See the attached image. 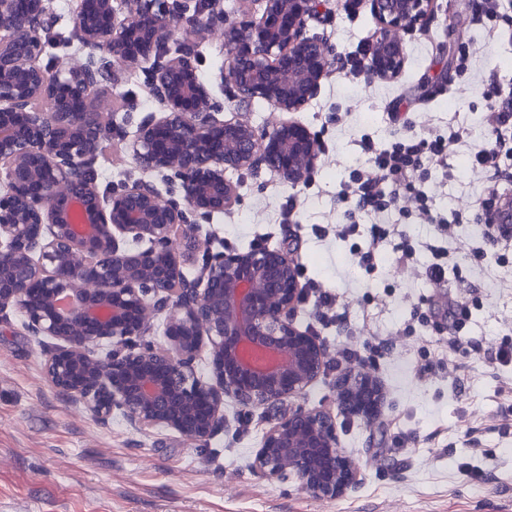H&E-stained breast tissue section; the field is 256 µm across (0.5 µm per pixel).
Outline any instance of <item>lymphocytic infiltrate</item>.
Returning <instances> with one entry per match:
<instances>
[{"label":"lymphocytic infiltrate","instance_id":"f902f5d3","mask_svg":"<svg viewBox=\"0 0 512 512\" xmlns=\"http://www.w3.org/2000/svg\"><path fill=\"white\" fill-rule=\"evenodd\" d=\"M489 101L488 142L474 154L472 167L493 182L502 174L501 159L512 157V92L504 96L500 91H493ZM464 136V129L459 128L445 134L411 135L381 145L370 135H363L358 147L368 155L369 164L352 170L348 179L341 183L338 195L354 216L379 217L388 214L404 199H412L422 223L433 225L438 237L454 235L463 221L462 214L446 215L438 211L432 197L417 187L416 176L426 165L446 163L449 150ZM332 232L336 239L351 241L352 254L366 273H374L375 257L389 243L393 244L399 263L409 266L414 262L416 248L399 225L378 224L365 234L360 225L353 222L334 225Z\"/></svg>","mask_w":512,"mask_h":512}]
</instances>
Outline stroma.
Instances as JSON below:
<instances>
[{"label": "stroma", "mask_w": 512, "mask_h": 512, "mask_svg": "<svg viewBox=\"0 0 512 512\" xmlns=\"http://www.w3.org/2000/svg\"><path fill=\"white\" fill-rule=\"evenodd\" d=\"M490 28L498 38H488ZM308 29L328 39L338 62L317 96L292 115L323 147L312 180L292 185L264 165L232 173L239 203L192 222L200 237L216 236L228 249L283 250L304 278L321 281L349 310V329L324 325L309 298L296 322L319 336L329 359L302 402L335 411L338 446L360 466L355 482L340 497L320 500L297 477L270 482L255 475L251 465L269 417L261 407L225 401L223 429L203 443L117 411L96 419L46 382L45 339L14 313L0 321V512H512V362L497 358L499 350H512V244L502 243L484 260L471 255L491 185L467 165L486 145L487 90L512 88V75L499 68L512 52V0H499L497 14L480 22L474 0H436L425 29L407 36L405 67L394 80L355 76L345 65L376 30L367 8L352 14L345 0H327ZM194 54L221 119L258 128L278 120L265 102L236 104L220 79L221 39L196 44ZM93 61L101 84L125 105L98 150L97 169L115 186L142 178L167 190L160 174L142 173L129 149L140 122L162 109L147 65L128 69L116 86L110 57L97 51ZM394 112L401 121H391ZM451 126L466 129V136L452 147L447 168L430 167L420 187L441 212L465 219L454 236L438 239L453 263L444 292L468 308L454 355L442 347L454 331L451 322L418 319L434 295L424 276L432 256L421 247L435 237L432 225L414 214L389 213L388 223L419 242L415 265L400 268L388 246L370 276L349 243L321 233L348 220L337 192L365 163L355 146L361 135L385 143ZM290 200L294 221L279 223ZM354 352L385 393L371 424L341 412L337 402L336 378ZM475 445L483 456L472 455ZM475 464L486 481L469 475Z\"/></svg>", "instance_id": "1"}]
</instances>
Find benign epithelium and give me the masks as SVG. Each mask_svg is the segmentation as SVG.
<instances>
[{
    "label": "benign epithelium",
    "mask_w": 512,
    "mask_h": 512,
    "mask_svg": "<svg viewBox=\"0 0 512 512\" xmlns=\"http://www.w3.org/2000/svg\"><path fill=\"white\" fill-rule=\"evenodd\" d=\"M124 2L121 17L114 0H81L74 27L86 47L113 57L115 86L123 70L165 59L153 71L161 115L139 125L130 150L144 171L172 173L180 196L136 183L102 193L79 176L112 135L106 100L91 94L88 63L40 65L44 0H0V319L18 310L34 335L51 339L47 381L98 417L117 410L204 441L224 423L228 398L284 409L253 470L269 481L294 475L312 496L334 499L357 466L337 448L332 412L297 403L327 363L322 342L295 322L304 299L297 265L261 247L214 253L188 223L239 201L227 170L263 160L296 185L320 155L318 138L296 121L259 130L217 118L192 38L205 30L224 40L223 80L238 103L262 99L275 112H297L336 64L328 42L306 33L322 0H260V12L242 9L233 20L219 0H195L188 17L164 0ZM365 3L377 30L362 73L396 79L405 35L432 0ZM38 99L50 109L35 111ZM199 252L207 258L185 290L179 284ZM158 306L169 308L162 348L146 340ZM205 343L211 373L202 380L193 361ZM336 387L344 411L377 418L383 395L363 368H347Z\"/></svg>",
    "instance_id": "7a95c632"
}]
</instances>
